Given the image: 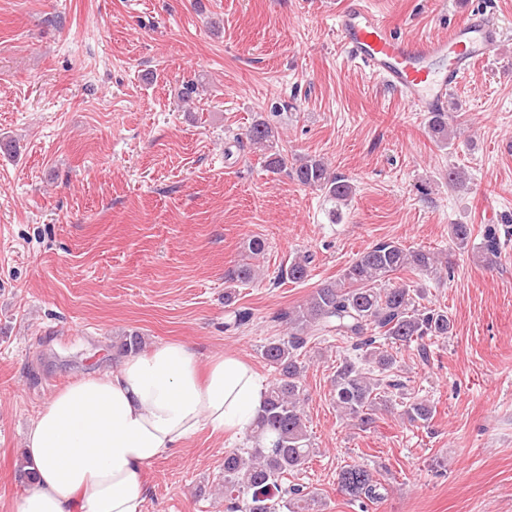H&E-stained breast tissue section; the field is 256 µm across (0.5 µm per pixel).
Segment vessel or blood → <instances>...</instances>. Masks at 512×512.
<instances>
[{"instance_id": "b4317fda", "label": "vessel or blood", "mask_w": 512, "mask_h": 512, "mask_svg": "<svg viewBox=\"0 0 512 512\" xmlns=\"http://www.w3.org/2000/svg\"><path fill=\"white\" fill-rule=\"evenodd\" d=\"M349 58L396 90L417 112L440 111L460 74L486 61L507 31L477 12L447 37L410 42L397 35L366 0H349L336 16Z\"/></svg>"}]
</instances>
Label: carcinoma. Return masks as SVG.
Segmentation results:
<instances>
[{
    "label": "carcinoma",
    "instance_id": "1",
    "mask_svg": "<svg viewBox=\"0 0 512 512\" xmlns=\"http://www.w3.org/2000/svg\"><path fill=\"white\" fill-rule=\"evenodd\" d=\"M427 128L439 147L448 146L457 134L446 112L428 113ZM246 137L266 150V166L271 171L289 170L294 180L321 192L336 207L351 198L352 184L329 172L321 159L307 156L288 165V154L277 148V132L267 122L255 121ZM470 238L469 225H452L451 240L457 248H466ZM483 249L488 257H498L501 242L496 228H485ZM309 263L308 256L295 258L285 271L288 280L305 281ZM441 265V258L434 252L411 250L396 241L379 242L361 252L338 280L320 285L304 303L278 316L288 325V336L262 347V357L275 368L277 378L268 387L263 408L251 425L246 437L248 446L224 457L226 512H316V497L298 487L289 500L277 495L283 476L305 471L312 453L303 409L302 349L317 333L353 339V355L344 357L337 366L331 395L341 414L369 423L390 401L388 389L403 387L400 381L390 379L396 365L392 349L414 345L425 357V340L446 338L453 330L448 312L416 306L411 289L390 286L391 276L407 269L432 274ZM256 274L255 264L242 262L229 273V282L247 284ZM144 345L139 333L131 331L126 333L119 352L137 353ZM403 414L411 423H426L433 417V408L426 400H408ZM338 485L353 499L381 498L380 483L361 465L343 466Z\"/></svg>",
    "mask_w": 512,
    "mask_h": 512
}]
</instances>
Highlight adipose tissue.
I'll return each instance as SVG.
<instances>
[{
	"instance_id": "ef3b65f1",
	"label": "adipose tissue",
	"mask_w": 512,
	"mask_h": 512,
	"mask_svg": "<svg viewBox=\"0 0 512 512\" xmlns=\"http://www.w3.org/2000/svg\"><path fill=\"white\" fill-rule=\"evenodd\" d=\"M265 391L232 353L204 363L173 341L123 356L58 389L30 422L25 448L37 478L16 512H143L147 467L201 430L242 434Z\"/></svg>"
}]
</instances>
